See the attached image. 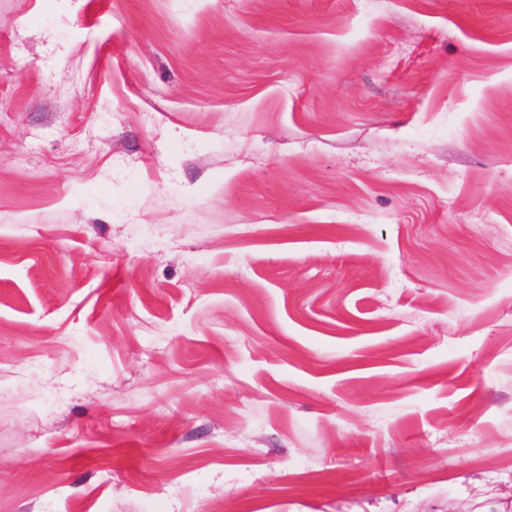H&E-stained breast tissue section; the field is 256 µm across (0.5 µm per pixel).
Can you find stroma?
Returning a JSON list of instances; mask_svg holds the SVG:
<instances>
[{
  "label": "stroma",
  "mask_w": 512,
  "mask_h": 512,
  "mask_svg": "<svg viewBox=\"0 0 512 512\" xmlns=\"http://www.w3.org/2000/svg\"><path fill=\"white\" fill-rule=\"evenodd\" d=\"M512 512V0H0V512Z\"/></svg>",
  "instance_id": "1"
}]
</instances>
